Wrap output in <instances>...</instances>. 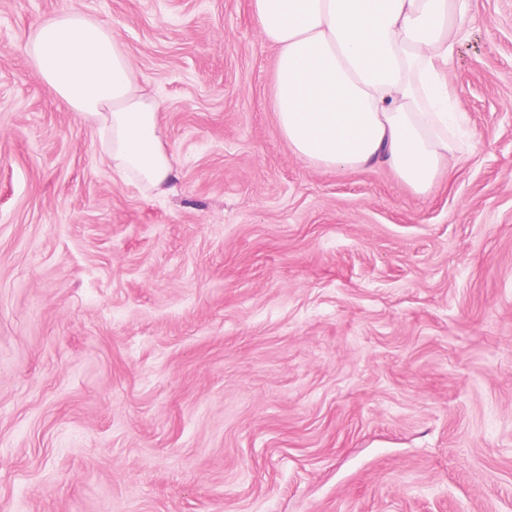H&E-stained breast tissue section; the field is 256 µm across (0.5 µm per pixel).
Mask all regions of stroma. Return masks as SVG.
Masks as SVG:
<instances>
[{"label": "stroma", "instance_id": "obj_1", "mask_svg": "<svg viewBox=\"0 0 512 512\" xmlns=\"http://www.w3.org/2000/svg\"><path fill=\"white\" fill-rule=\"evenodd\" d=\"M176 177L116 175L0 0V512H512V0L426 193L298 157L249 0H76Z\"/></svg>", "mask_w": 512, "mask_h": 512}]
</instances>
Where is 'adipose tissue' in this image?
I'll use <instances>...</instances> for the list:
<instances>
[{
    "mask_svg": "<svg viewBox=\"0 0 512 512\" xmlns=\"http://www.w3.org/2000/svg\"><path fill=\"white\" fill-rule=\"evenodd\" d=\"M471 0H250L277 49L275 110L302 159L388 166L426 193L456 159L464 118L446 76ZM27 54L113 172L165 192L175 177L161 100L110 27L66 5L31 28Z\"/></svg>",
    "mask_w": 512,
    "mask_h": 512,
    "instance_id": "1",
    "label": "adipose tissue"
}]
</instances>
